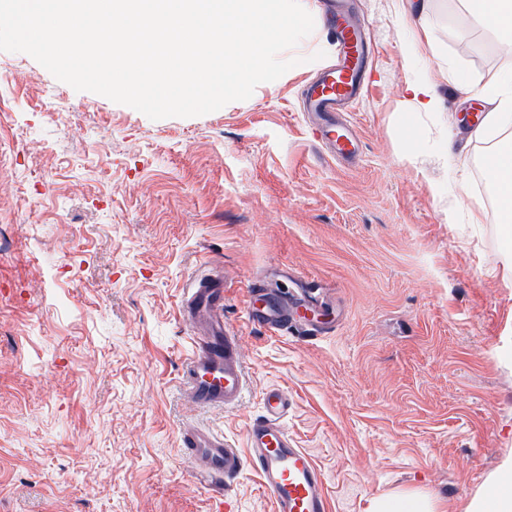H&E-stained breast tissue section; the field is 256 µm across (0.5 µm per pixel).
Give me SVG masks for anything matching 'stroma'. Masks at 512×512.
<instances>
[{
  "label": "stroma",
  "instance_id": "stroma-1",
  "mask_svg": "<svg viewBox=\"0 0 512 512\" xmlns=\"http://www.w3.org/2000/svg\"><path fill=\"white\" fill-rule=\"evenodd\" d=\"M377 43L347 119L349 167L314 144L299 91L331 52L202 116L151 120L0 51V512H274L244 469L218 498L179 432L246 449L270 386L325 477L329 512L429 492L473 512L512 459V229L471 134L489 99L458 90L512 71V52L461 0H358ZM430 26L435 49L410 48ZM446 71L439 112L404 104ZM223 272L242 346L241 405L201 411L179 388L188 281ZM312 289L324 333L250 323L249 289Z\"/></svg>",
  "mask_w": 512,
  "mask_h": 512
}]
</instances>
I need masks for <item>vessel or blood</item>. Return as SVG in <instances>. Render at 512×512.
Here are the masks:
<instances>
[{"label": "vessel or blood", "mask_w": 512, "mask_h": 512, "mask_svg": "<svg viewBox=\"0 0 512 512\" xmlns=\"http://www.w3.org/2000/svg\"><path fill=\"white\" fill-rule=\"evenodd\" d=\"M324 19L336 57L335 66L310 80L301 95L302 109L313 119L321 149L340 162L357 157L360 139L339 115L365 95L364 74L372 41L357 26L347 0H328ZM255 301L246 315L251 323L273 333L296 328L302 312L315 301L306 293L286 299L278 293L252 287ZM181 314L196 332L181 368L180 385L186 401L199 409H228L239 404L246 376L239 339L224 326V277L207 273L195 278L184 293ZM262 414L247 430L248 448L232 447L223 434L201 426L179 433L182 454L196 464L202 488L223 493L230 480L251 466L259 473L275 504V512H327L324 476L305 449L299 448L284 426L290 401L285 390L267 388Z\"/></svg>", "instance_id": "obj_1"}]
</instances>
